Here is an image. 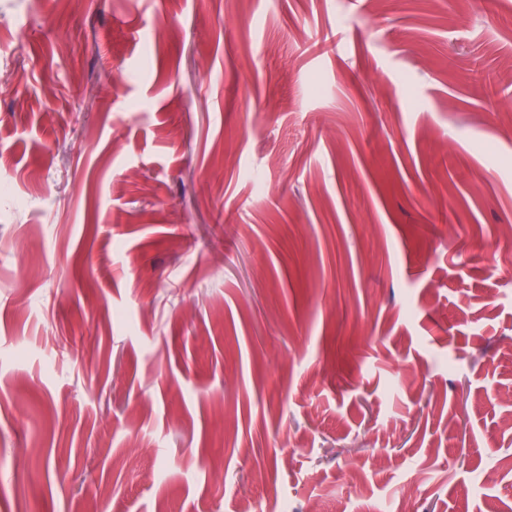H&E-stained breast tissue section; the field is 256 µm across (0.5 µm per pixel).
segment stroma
Returning a JSON list of instances; mask_svg holds the SVG:
<instances>
[{"label":"stroma","instance_id":"stroma-1","mask_svg":"<svg viewBox=\"0 0 512 512\" xmlns=\"http://www.w3.org/2000/svg\"><path fill=\"white\" fill-rule=\"evenodd\" d=\"M512 0H0V512H512Z\"/></svg>","mask_w":512,"mask_h":512}]
</instances>
